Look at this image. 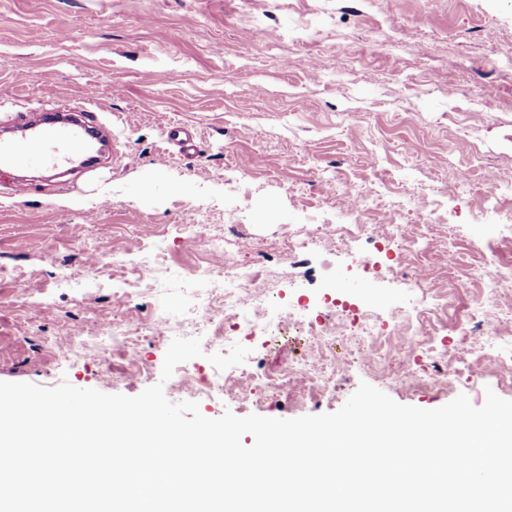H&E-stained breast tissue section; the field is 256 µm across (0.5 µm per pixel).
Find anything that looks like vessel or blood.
Returning a JSON list of instances; mask_svg holds the SVG:
<instances>
[{
	"label": "vessel or blood",
	"mask_w": 512,
	"mask_h": 512,
	"mask_svg": "<svg viewBox=\"0 0 512 512\" xmlns=\"http://www.w3.org/2000/svg\"><path fill=\"white\" fill-rule=\"evenodd\" d=\"M89 112L43 111L23 115L0 133V165L25 168H57L73 163L87 149V135H101ZM167 139L184 153L196 150L197 132L175 122L166 129Z\"/></svg>",
	"instance_id": "vessel-or-blood-1"
}]
</instances>
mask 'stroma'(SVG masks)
<instances>
[{
	"label": "stroma",
	"instance_id": "1",
	"mask_svg": "<svg viewBox=\"0 0 512 512\" xmlns=\"http://www.w3.org/2000/svg\"><path fill=\"white\" fill-rule=\"evenodd\" d=\"M285 54L299 66L281 69ZM311 57L329 64L316 79L301 64ZM82 108L112 130L105 162L31 177L21 199L15 172L0 170V381L138 395L160 381L167 343L138 344L146 379L122 352L105 361L86 348L67 360L61 350L106 319L143 328L152 309L189 305L183 283L200 270L259 255L279 316L301 296L320 309L329 294L393 322L412 298V264L373 238L404 224L406 250L449 287L435 343L466 363L464 378L396 349L390 372L412 363L414 381L379 380L342 334L336 391L316 399L304 382L280 383L286 366L309 359L307 336L258 329L247 346L263 374L260 400L242 399L253 383L240 374L230 393L200 400L201 414L330 413L363 382L422 409L461 394L480 407L490 390L512 400L498 363L512 352V288L492 316L504 334L490 340L465 320L482 282L456 286L467 268L488 266L486 242L512 257V199L455 184L461 170L474 185L490 171L512 181V0H0V125ZM174 122L198 128L193 155L167 140ZM366 185L365 213H351L349 190ZM327 219L371 234H326L289 252V239ZM213 236L223 251H209ZM358 251L383 275L353 267ZM145 258L175 282L130 288ZM90 268L99 288L77 287ZM61 274L72 287H55Z\"/></svg>",
	"mask_w": 512,
	"mask_h": 512
}]
</instances>
